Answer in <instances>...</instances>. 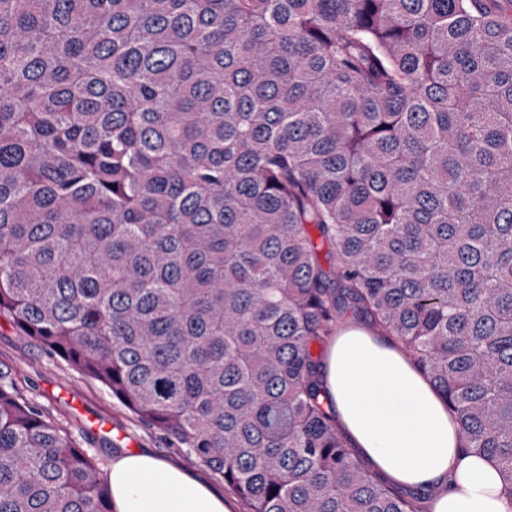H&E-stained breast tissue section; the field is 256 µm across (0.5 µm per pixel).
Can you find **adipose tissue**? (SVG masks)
Segmentation results:
<instances>
[{
  "mask_svg": "<svg viewBox=\"0 0 512 512\" xmlns=\"http://www.w3.org/2000/svg\"><path fill=\"white\" fill-rule=\"evenodd\" d=\"M326 389L358 454L396 486L433 491L431 512H512L498 466L459 452L444 399L389 337L341 332ZM108 479L113 512H231L220 494L146 451L116 458Z\"/></svg>",
  "mask_w": 512,
  "mask_h": 512,
  "instance_id": "ef3b65f1",
  "label": "adipose tissue"
}]
</instances>
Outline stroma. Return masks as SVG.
<instances>
[{"mask_svg": "<svg viewBox=\"0 0 512 512\" xmlns=\"http://www.w3.org/2000/svg\"><path fill=\"white\" fill-rule=\"evenodd\" d=\"M0 376L87 449L102 470H109L118 455L149 451L224 495L233 512H248L246 502L232 488L190 462L162 431L140 419L99 382L21 335L6 313L0 314Z\"/></svg>", "mask_w": 512, "mask_h": 512, "instance_id": "stroma-1", "label": "stroma"}]
</instances>
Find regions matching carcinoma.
Wrapping results in <instances>:
<instances>
[{
    "mask_svg": "<svg viewBox=\"0 0 512 512\" xmlns=\"http://www.w3.org/2000/svg\"><path fill=\"white\" fill-rule=\"evenodd\" d=\"M0 312L249 512H428L336 424L348 314L512 491V0H0ZM0 512H112L1 379Z\"/></svg>",
    "mask_w": 512,
    "mask_h": 512,
    "instance_id": "1",
    "label": "carcinoma"
}]
</instances>
